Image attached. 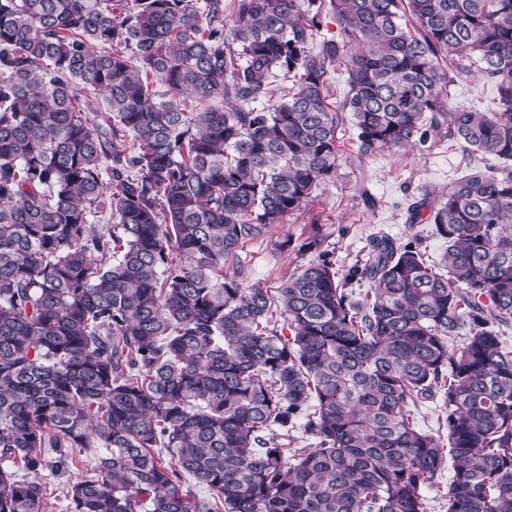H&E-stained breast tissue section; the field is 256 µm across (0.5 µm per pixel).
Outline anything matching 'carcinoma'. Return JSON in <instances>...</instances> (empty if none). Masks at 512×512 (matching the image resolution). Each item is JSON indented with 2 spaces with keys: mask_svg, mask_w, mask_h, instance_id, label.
<instances>
[{
  "mask_svg": "<svg viewBox=\"0 0 512 512\" xmlns=\"http://www.w3.org/2000/svg\"><path fill=\"white\" fill-rule=\"evenodd\" d=\"M231 6L0 0V512L64 468L70 512H425L450 460L445 512H512V171L415 203L437 265L383 234L341 273L317 224L276 288L242 258L335 175L346 113L364 155L512 160V0ZM476 77L497 111L449 108ZM416 418L423 430L447 440L448 429L443 424L440 410L435 402L423 403L416 411Z\"/></svg>",
  "mask_w": 512,
  "mask_h": 512,
  "instance_id": "cac0c4a2",
  "label": "carcinoma"
}]
</instances>
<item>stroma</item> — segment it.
<instances>
[{
	"instance_id": "35a3bbf8",
	"label": "stroma",
	"mask_w": 512,
	"mask_h": 512,
	"mask_svg": "<svg viewBox=\"0 0 512 512\" xmlns=\"http://www.w3.org/2000/svg\"><path fill=\"white\" fill-rule=\"evenodd\" d=\"M453 105L476 112L498 108L496 87L484 80L459 82L451 89ZM358 131L345 122L340 132V157L336 174L320 183L310 201L288 214L282 224L263 238L247 244L252 281L277 287L282 276L298 272L308 255L294 249L280 251L278 242L304 240L312 224L324 229V251L336 269L344 270L364 257L371 237L388 234L406 243L419 240L428 261H440L447 244L433 225L409 224L408 206L421 197H433L458 176L465 163H484L512 171V161L465 152L462 145L443 141L424 149L382 150L363 155L358 151Z\"/></svg>"
}]
</instances>
